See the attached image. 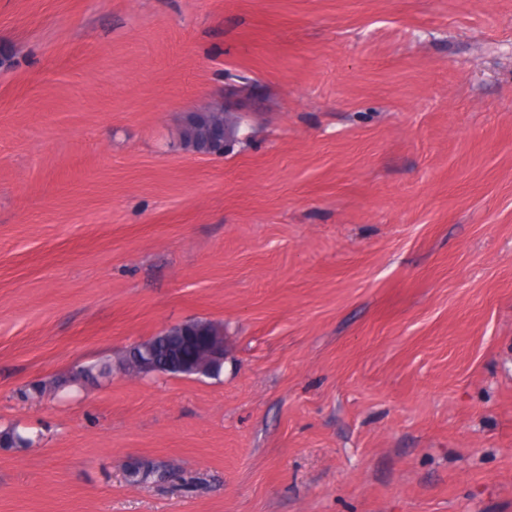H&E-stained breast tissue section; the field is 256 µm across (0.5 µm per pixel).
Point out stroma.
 Returning <instances> with one entry per match:
<instances>
[{"instance_id": "stroma-1", "label": "stroma", "mask_w": 512, "mask_h": 512, "mask_svg": "<svg viewBox=\"0 0 512 512\" xmlns=\"http://www.w3.org/2000/svg\"><path fill=\"white\" fill-rule=\"evenodd\" d=\"M7 427L0 512H512V0H0ZM210 109L212 112H200V114L196 116L192 127H186L183 120L179 134L180 143L184 149L188 150L189 144L194 142H201L207 136V147L209 148V152H191L203 156L222 157L224 156V152H226L232 144V142L229 141L230 135L223 127H215L210 129V131L209 128L211 126L218 125L224 126V107L219 106L212 107ZM169 328L161 332L160 335H162V341L167 345L171 355L174 353L177 357V360L171 362L172 369L183 374L180 376L200 377L199 375H193L196 373L195 361L188 354V351L195 346L201 351L216 355L219 352V346L187 329L175 330L169 333V335L174 336H167L165 332ZM112 373V358H103L99 361L80 365L74 372H71L70 380L75 383H88L97 381ZM145 467L130 471V482L137 484H164L174 478H181L180 470L175 465H162L153 461L145 460Z\"/></svg>"}]
</instances>
